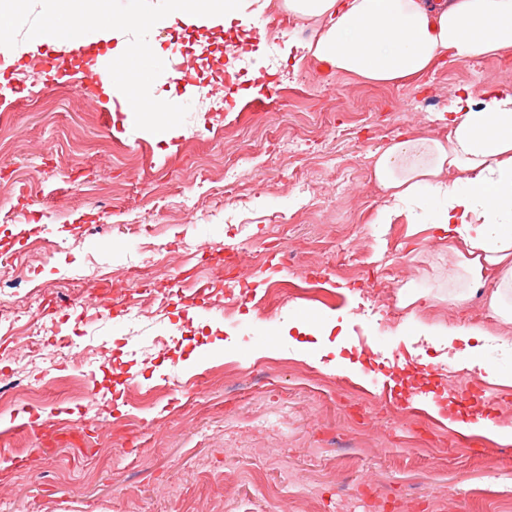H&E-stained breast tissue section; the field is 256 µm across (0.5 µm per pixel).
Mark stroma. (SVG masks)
Returning <instances> with one entry per match:
<instances>
[{"label":"stroma","mask_w":512,"mask_h":512,"mask_svg":"<svg viewBox=\"0 0 512 512\" xmlns=\"http://www.w3.org/2000/svg\"><path fill=\"white\" fill-rule=\"evenodd\" d=\"M271 0L266 68L225 104L224 39L163 29L185 77L156 60L151 96H178L168 134L115 115L73 56L22 57L0 76V305L72 351L30 366L35 393L0 406V512H507L512 462L433 411L496 412L441 332L496 329L486 289L463 305L459 255L429 225H377L370 156L397 133L444 136L463 87L512 82V52L384 86L282 60ZM237 164L238 180L224 179ZM191 213H184V206ZM62 242L35 250L36 241ZM161 261L137 277L143 243ZM106 279L84 276L87 262ZM101 301L103 318L76 299ZM317 311L332 329L293 322ZM431 326L432 335L420 333ZM82 376L94 399L64 393Z\"/></svg>","instance_id":"obj_1"}]
</instances>
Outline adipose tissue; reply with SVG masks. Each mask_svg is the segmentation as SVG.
<instances>
[{
    "label": "adipose tissue",
    "mask_w": 512,
    "mask_h": 512,
    "mask_svg": "<svg viewBox=\"0 0 512 512\" xmlns=\"http://www.w3.org/2000/svg\"><path fill=\"white\" fill-rule=\"evenodd\" d=\"M30 24L16 0H0V62L12 65L21 53L38 54L46 44L69 52L104 47L109 67L91 70L107 97L136 101L152 114L178 109L172 98L144 91L138 62L155 55L151 44L130 43L129 29L195 26L249 27L270 0H132L116 17L109 0H42ZM290 18L313 22V36L286 43L288 59L311 58L336 72L378 85H397L453 62L481 60L512 50V0H283ZM28 30L26 48L16 37ZM438 120L442 138L398 133L372 156V175L385 192L377 221L393 223L420 205L437 201L433 224L458 254L467 258L471 288L449 291L455 304L472 287L488 286L489 306L512 323V83L474 97L455 95Z\"/></svg>",
    "instance_id": "adipose-tissue-1"
}]
</instances>
